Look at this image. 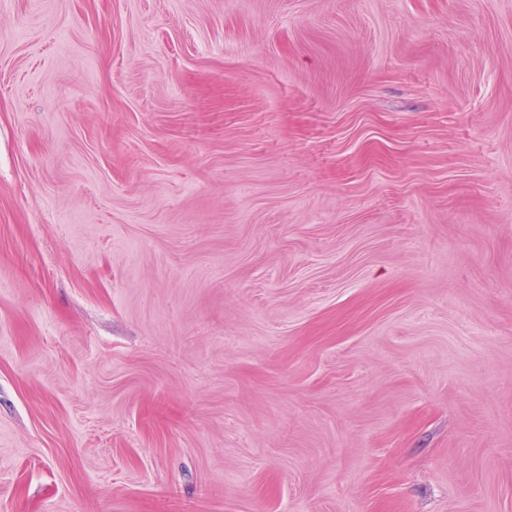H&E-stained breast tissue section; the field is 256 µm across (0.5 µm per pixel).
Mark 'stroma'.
Returning <instances> with one entry per match:
<instances>
[{"label":"stroma","mask_w":512,"mask_h":512,"mask_svg":"<svg viewBox=\"0 0 512 512\" xmlns=\"http://www.w3.org/2000/svg\"><path fill=\"white\" fill-rule=\"evenodd\" d=\"M0 512H512V0H0Z\"/></svg>","instance_id":"stroma-1"}]
</instances>
